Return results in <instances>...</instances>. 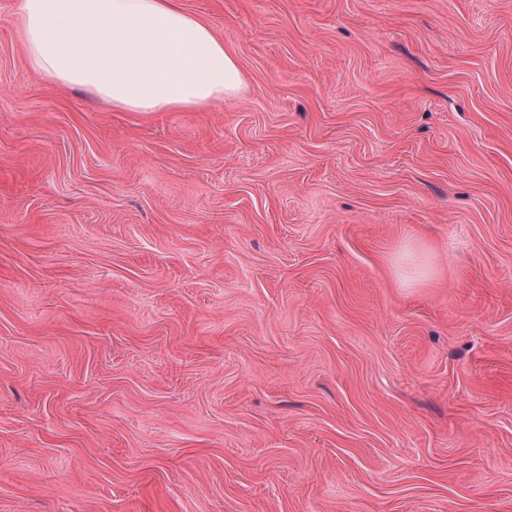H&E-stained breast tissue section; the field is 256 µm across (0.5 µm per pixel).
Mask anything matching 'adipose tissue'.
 <instances>
[{
  "mask_svg": "<svg viewBox=\"0 0 512 512\" xmlns=\"http://www.w3.org/2000/svg\"><path fill=\"white\" fill-rule=\"evenodd\" d=\"M18 28L31 69L126 112L199 109L245 86L235 55L175 0H21Z\"/></svg>",
  "mask_w": 512,
  "mask_h": 512,
  "instance_id": "adipose-tissue-1",
  "label": "adipose tissue"
}]
</instances>
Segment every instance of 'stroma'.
<instances>
[{
	"mask_svg": "<svg viewBox=\"0 0 512 512\" xmlns=\"http://www.w3.org/2000/svg\"><path fill=\"white\" fill-rule=\"evenodd\" d=\"M177 2L235 101L0 0V512H512V0ZM18 28L31 69L126 112L199 109L245 86L224 41L175 0H21Z\"/></svg>",
	"mask_w": 512,
	"mask_h": 512,
	"instance_id": "stroma-1",
	"label": "stroma"
}]
</instances>
